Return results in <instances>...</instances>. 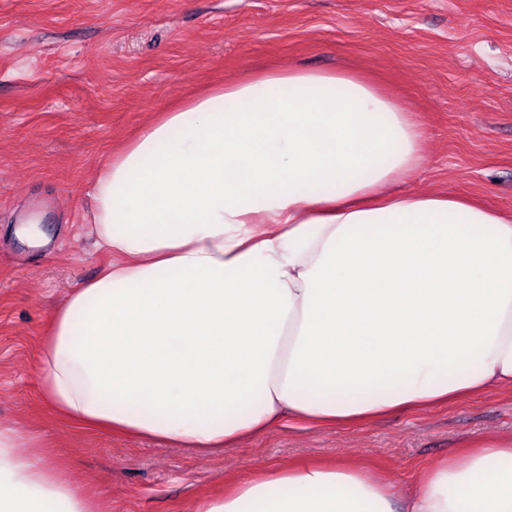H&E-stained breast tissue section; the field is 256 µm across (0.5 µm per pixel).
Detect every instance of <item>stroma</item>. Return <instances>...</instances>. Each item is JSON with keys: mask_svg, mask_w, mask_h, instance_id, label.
<instances>
[{"mask_svg": "<svg viewBox=\"0 0 512 512\" xmlns=\"http://www.w3.org/2000/svg\"><path fill=\"white\" fill-rule=\"evenodd\" d=\"M288 66L360 70L406 102L426 136L394 190L512 208V0H0V421L110 512H195L227 482L306 459L412 487L466 442L512 434L498 390L353 427L284 425L212 456L88 434L44 403L53 312L109 261L86 229L96 171L172 103ZM27 217L44 245L16 237Z\"/></svg>", "mask_w": 512, "mask_h": 512, "instance_id": "stroma-1", "label": "stroma"}]
</instances>
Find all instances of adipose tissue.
Masks as SVG:
<instances>
[{
    "mask_svg": "<svg viewBox=\"0 0 512 512\" xmlns=\"http://www.w3.org/2000/svg\"><path fill=\"white\" fill-rule=\"evenodd\" d=\"M423 135L346 71L244 75L161 112L96 174L88 231L112 261L50 320L43 400L88 431L216 453L512 391V209L390 193ZM38 445L0 424V512H99ZM196 512H512V437L415 487L306 463Z\"/></svg>",
    "mask_w": 512,
    "mask_h": 512,
    "instance_id": "adipose-tissue-1",
    "label": "adipose tissue"
}]
</instances>
